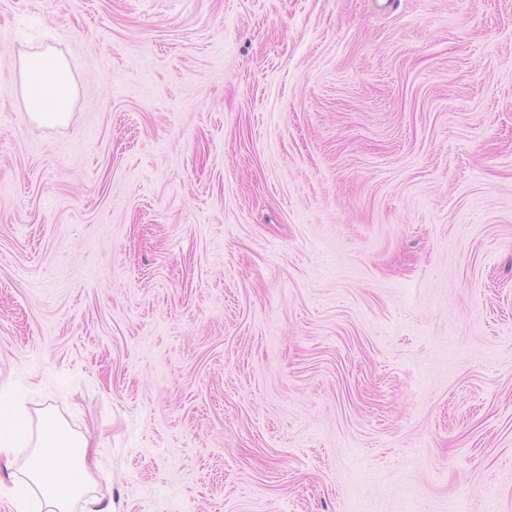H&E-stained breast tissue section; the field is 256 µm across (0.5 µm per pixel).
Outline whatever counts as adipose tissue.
<instances>
[{"instance_id": "1", "label": "adipose tissue", "mask_w": 512, "mask_h": 512, "mask_svg": "<svg viewBox=\"0 0 512 512\" xmlns=\"http://www.w3.org/2000/svg\"><path fill=\"white\" fill-rule=\"evenodd\" d=\"M19 78L34 121H71L76 87L64 58L49 50L24 54ZM98 448L95 437L71 430L49 407L33 427L0 417V494L12 496L16 512H112L111 480L87 464Z\"/></svg>"}]
</instances>
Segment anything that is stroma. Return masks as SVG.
<instances>
[{
  "label": "stroma",
  "instance_id": "35a3bbf8",
  "mask_svg": "<svg viewBox=\"0 0 512 512\" xmlns=\"http://www.w3.org/2000/svg\"><path fill=\"white\" fill-rule=\"evenodd\" d=\"M19 401L113 512H512V0H0ZM20 92L37 123L67 125L74 112L76 87L68 63L50 50L26 53L19 58ZM39 107H33V101Z\"/></svg>",
  "mask_w": 512,
  "mask_h": 512
}]
</instances>
